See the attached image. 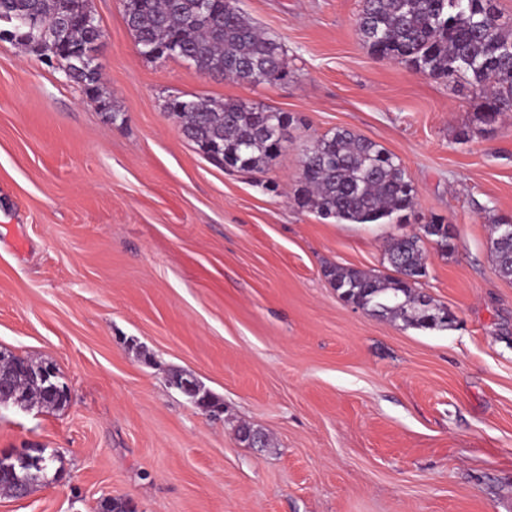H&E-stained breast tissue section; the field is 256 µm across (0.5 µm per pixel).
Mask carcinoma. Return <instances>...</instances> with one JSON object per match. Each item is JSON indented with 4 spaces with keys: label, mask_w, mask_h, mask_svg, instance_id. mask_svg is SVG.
Returning a JSON list of instances; mask_svg holds the SVG:
<instances>
[{
    "label": "carcinoma",
    "mask_w": 512,
    "mask_h": 512,
    "mask_svg": "<svg viewBox=\"0 0 512 512\" xmlns=\"http://www.w3.org/2000/svg\"><path fill=\"white\" fill-rule=\"evenodd\" d=\"M125 2V22L146 57L160 48L163 58H181L200 71L256 85L288 75L282 43L256 27L235 0H209L206 13L198 12L197 0ZM85 3L0 0V19H8L11 41L41 60L69 66L87 58L103 33L85 23ZM500 19L496 0H362L355 32L379 57L435 80L467 84L483 99L474 121L490 127L512 114V32ZM71 81L93 102L110 106L100 68H75ZM166 112L213 164L260 173L280 151L294 122L290 114L263 105L214 98L178 97L166 103ZM303 157L301 207L346 224H380L413 212L416 188L405 166L376 142L336 128ZM428 225L440 251L454 249L441 217H431ZM491 253L500 275L511 280L512 236L493 229ZM386 259L392 276L340 266L327 274L346 303L372 315L424 328L448 324L418 291L427 276L422 241L393 237ZM35 373L36 364L24 357L0 360V378L12 379L24 394L23 405L61 407L46 398Z\"/></svg>",
    "instance_id": "1"
}]
</instances>
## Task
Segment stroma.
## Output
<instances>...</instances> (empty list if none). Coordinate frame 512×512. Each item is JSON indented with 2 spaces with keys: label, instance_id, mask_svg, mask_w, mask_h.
<instances>
[{
  "label": "stroma",
  "instance_id": "stroma-1",
  "mask_svg": "<svg viewBox=\"0 0 512 512\" xmlns=\"http://www.w3.org/2000/svg\"><path fill=\"white\" fill-rule=\"evenodd\" d=\"M283 43L287 79H218L141 57L122 0H92L111 111L0 41V349L52 363L53 410L0 405V450L34 446L58 474L0 512H512V281L490 252L512 216V116L469 140L479 106L375 56L360 0H238ZM295 116L266 173L210 163L168 117L170 96ZM348 128L396 155L407 223L343 224L295 202L305 145ZM419 290L448 328L345 304L332 266L389 274L388 239L430 215ZM224 404L196 410L168 378ZM249 424L271 444L241 441ZM181 376L182 378H176L173 381V384L185 394L193 396V398L190 400V403L193 405V407L205 416L214 417L219 415L220 411L215 409L214 406H211L208 403V399L206 397L203 400H201L200 397H197L200 395L202 390L201 383L190 374H181Z\"/></svg>",
  "mask_w": 512,
  "mask_h": 512
}]
</instances>
